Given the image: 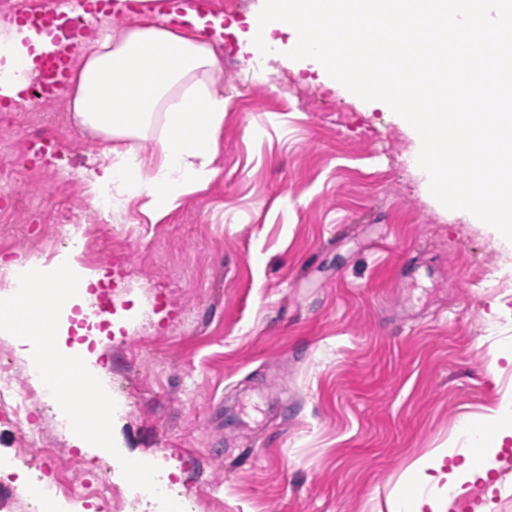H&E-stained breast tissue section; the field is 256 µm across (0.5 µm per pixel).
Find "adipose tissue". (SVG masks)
<instances>
[{
  "mask_svg": "<svg viewBox=\"0 0 512 512\" xmlns=\"http://www.w3.org/2000/svg\"><path fill=\"white\" fill-rule=\"evenodd\" d=\"M50 39L27 28L0 26V70L30 78L34 54ZM222 72L213 49L193 34L145 21L86 40L68 95L75 122L105 143L106 163L87 181L93 198L121 211L147 196L156 216L214 176L224 123ZM449 449L435 448L410 466L415 482L456 489L484 477L472 458L447 467Z\"/></svg>",
  "mask_w": 512,
  "mask_h": 512,
  "instance_id": "1",
  "label": "adipose tissue"
}]
</instances>
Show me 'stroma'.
<instances>
[{"instance_id": "1", "label": "stroma", "mask_w": 512, "mask_h": 512, "mask_svg": "<svg viewBox=\"0 0 512 512\" xmlns=\"http://www.w3.org/2000/svg\"><path fill=\"white\" fill-rule=\"evenodd\" d=\"M263 3L214 7L198 31L223 67L218 174L157 220L144 199L129 200L97 241L101 257L124 252L122 266L77 257L95 279L90 302L111 284L95 346L127 397L115 442L128 458L156 460L159 481H175L192 512H390L416 458L448 444L462 462L464 424L512 409V361L493 356L512 346V288L483 280L489 266L512 276V249L441 209L395 114L288 58L291 42L265 57L267 71L317 109L244 80ZM140 16L153 13L93 14L64 32L79 45ZM45 132L78 153L69 177L28 151L27 135ZM100 154L67 96L24 106L0 127V207L19 201L18 226L55 223L68 203L89 207L85 180ZM0 355L35 398L30 424L51 447L107 463L106 480L125 485L109 452L72 445L8 338ZM33 452L1 417L0 466L15 480L0 512H24L46 487L40 466L19 462ZM483 466L485 478L438 497L440 512L466 501L512 512V443Z\"/></svg>"}]
</instances>
